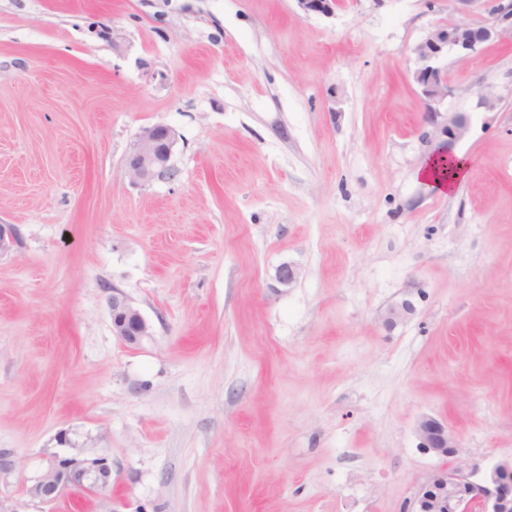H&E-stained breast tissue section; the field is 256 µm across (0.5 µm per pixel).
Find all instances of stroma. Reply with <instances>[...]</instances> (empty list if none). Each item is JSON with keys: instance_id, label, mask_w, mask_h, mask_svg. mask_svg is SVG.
Returning <instances> with one entry per match:
<instances>
[{"instance_id": "stroma-1", "label": "stroma", "mask_w": 512, "mask_h": 512, "mask_svg": "<svg viewBox=\"0 0 512 512\" xmlns=\"http://www.w3.org/2000/svg\"><path fill=\"white\" fill-rule=\"evenodd\" d=\"M453 18L0 0V512H98L24 492L83 448L145 512H406L440 465L424 414L457 462L512 458V44L449 53L470 130L443 144L413 49ZM155 124L172 171L133 181ZM447 151L468 168L442 192L420 170ZM116 290L153 328L140 346L112 334ZM176 144L175 133L169 127H144L126 157L125 167L130 178L147 182L169 172ZM415 433L420 448L439 459H447L453 448H459L448 424L430 415H422L417 421Z\"/></svg>"}]
</instances>
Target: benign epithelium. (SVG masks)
Segmentation results:
<instances>
[{"label":"benign epithelium","mask_w":512,"mask_h":512,"mask_svg":"<svg viewBox=\"0 0 512 512\" xmlns=\"http://www.w3.org/2000/svg\"><path fill=\"white\" fill-rule=\"evenodd\" d=\"M307 14L332 16L340 0H296ZM486 16L477 20L443 23L432 28L414 47L417 66L413 79L420 87L424 112L436 135L449 145L463 139L469 126L459 112L443 113L441 106L452 95L448 69L444 64L451 52L479 53L490 41L512 43V0H484ZM177 144L175 133L167 126L143 128L131 150L125 167L135 182H147L170 171ZM17 232L11 224H0V256L17 244ZM112 333L126 344L136 346L153 335L151 324L133 301L114 291L109 299ZM413 304L405 299L384 315L392 326L413 314ZM415 433L420 447L439 459L458 447L448 424L430 415L417 421ZM112 465L102 457L82 459L52 456L44 471L27 487L30 498L51 502L68 490L77 488L102 496L103 512H122L128 503L110 493ZM411 512H512V460L500 461L485 470L466 465H443L419 486L410 501Z\"/></svg>","instance_id":"obj_1"}]
</instances>
